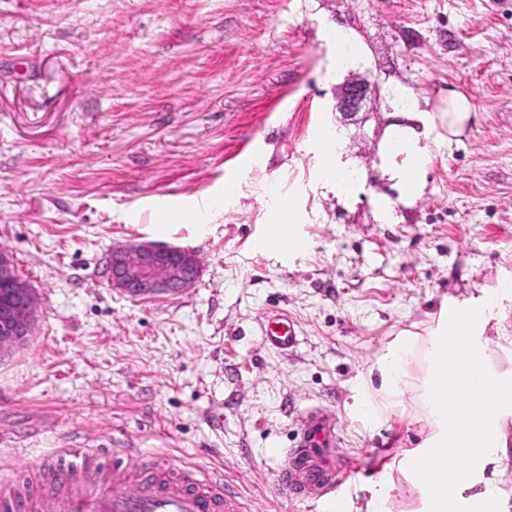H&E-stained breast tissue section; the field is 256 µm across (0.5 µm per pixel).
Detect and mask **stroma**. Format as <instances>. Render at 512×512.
<instances>
[{"mask_svg": "<svg viewBox=\"0 0 512 512\" xmlns=\"http://www.w3.org/2000/svg\"><path fill=\"white\" fill-rule=\"evenodd\" d=\"M452 91L475 113L453 137ZM397 127L429 151L409 202ZM277 224L303 249L255 251ZM140 240L192 251L195 286L113 290L112 248ZM1 248L39 306L0 355V490L51 500L80 448L221 472L245 512H323L275 481L310 412L336 426L332 495L363 512L428 435L408 394L361 416L372 366L512 285V0H0ZM276 310L288 352L261 340ZM366 84L357 81H349L342 88L338 98L337 108L340 112L354 114L362 108L366 97ZM263 341L278 350L288 351L298 344V336L293 321L285 313H269L260 325Z\"/></svg>", "mask_w": 512, "mask_h": 512, "instance_id": "stroma-1", "label": "stroma"}]
</instances>
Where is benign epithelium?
I'll return each instance as SVG.
<instances>
[{
    "label": "benign epithelium",
    "mask_w": 512,
    "mask_h": 512,
    "mask_svg": "<svg viewBox=\"0 0 512 512\" xmlns=\"http://www.w3.org/2000/svg\"><path fill=\"white\" fill-rule=\"evenodd\" d=\"M366 84L349 81L342 88L337 108L354 114L361 110ZM113 289L138 299L177 296L198 281L195 255L184 248L153 241H137L112 249L107 261ZM38 301L15 269L7 250H0V353L24 344L34 326Z\"/></svg>",
    "instance_id": "7a95c632"
}]
</instances>
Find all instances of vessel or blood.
Listing matches in <instances>:
<instances>
[{"label":"vessel or blood","instance_id":"b4317fda","mask_svg":"<svg viewBox=\"0 0 512 512\" xmlns=\"http://www.w3.org/2000/svg\"><path fill=\"white\" fill-rule=\"evenodd\" d=\"M260 330L273 348L286 351L298 343L295 324L286 314H267ZM300 424L303 438L285 451L276 480L292 496L317 500L328 485L333 450L316 418L303 415ZM50 512H241V508L223 478L206 475L194 485L182 477L163 481L148 473L133 482L117 466L103 482L95 473H86L82 486L55 497Z\"/></svg>","mask_w":512,"mask_h":512}]
</instances>
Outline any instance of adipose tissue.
Returning a JSON list of instances; mask_svg holds the SVG:
<instances>
[{
    "label": "adipose tissue",
    "instance_id": "1",
    "mask_svg": "<svg viewBox=\"0 0 512 512\" xmlns=\"http://www.w3.org/2000/svg\"><path fill=\"white\" fill-rule=\"evenodd\" d=\"M397 148L385 156L386 170L397 178L404 200H413L422 190V170L427 162L424 148L405 145L397 135ZM500 295L483 293L462 316L457 330L470 343L472 366L463 372L446 350L448 329L438 324L427 335L399 339L378 363L379 398L366 412L377 415L405 394H413L414 418L426 423L424 444L397 461L396 468L433 506L434 512H480L486 501L498 498L505 475L504 458L512 455V367L502 368L488 346L486 331L498 320ZM494 386L496 399L487 402L486 386ZM457 399L469 411L460 423H449V399ZM435 462L439 470L449 464L466 463L465 473L452 481L421 479L414 462Z\"/></svg>",
    "mask_w": 512,
    "mask_h": 512
}]
</instances>
